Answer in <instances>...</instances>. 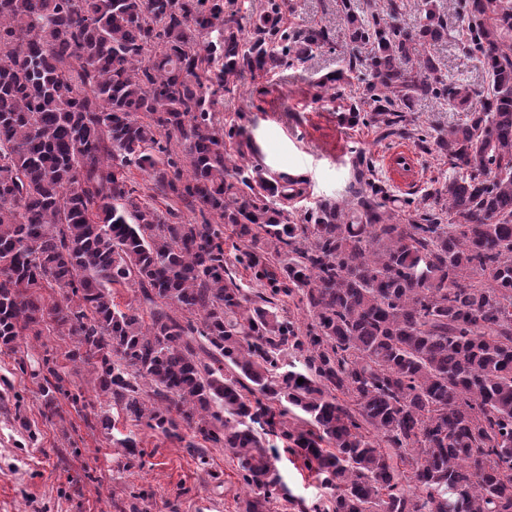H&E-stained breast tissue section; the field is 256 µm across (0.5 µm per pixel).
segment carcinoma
I'll use <instances>...</instances> for the list:
<instances>
[{"mask_svg":"<svg viewBox=\"0 0 512 512\" xmlns=\"http://www.w3.org/2000/svg\"><path fill=\"white\" fill-rule=\"evenodd\" d=\"M283 6L0 0V347L50 318L127 418L236 460L243 512H512V0H465L463 51L490 80L475 104L439 68L436 0L412 29L394 0H336L351 51L320 84L364 82L353 120L408 136L416 99L464 117L419 137L451 170L431 203L390 196L362 156L300 224L277 205L300 182L264 176L213 112L231 78L329 44ZM32 376L46 414L83 400L51 358ZM270 436L325 499L287 495Z\"/></svg>","mask_w":512,"mask_h":512,"instance_id":"cac0c4a2","label":"carcinoma"}]
</instances>
